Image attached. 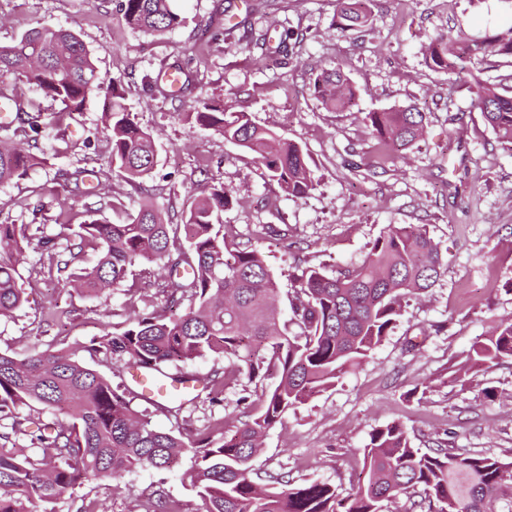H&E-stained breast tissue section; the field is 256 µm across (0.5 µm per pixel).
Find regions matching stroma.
<instances>
[{"instance_id":"obj_1","label":"stroma","mask_w":512,"mask_h":512,"mask_svg":"<svg viewBox=\"0 0 512 512\" xmlns=\"http://www.w3.org/2000/svg\"><path fill=\"white\" fill-rule=\"evenodd\" d=\"M182 21L161 34L128 27L116 0H0V43H13L41 24L73 30L98 72L119 81L141 127L156 142L152 172L129 181L110 165L111 143L101 121L103 99L87 100L71 120L66 152L53 165L0 185V214L38 224L45 236L73 238L89 209L123 221L142 204L155 205L183 237L199 189L224 186L234 203L222 223L237 243L259 250L288 308L302 273L327 276L360 263L391 224H422L438 243L445 274L404 303L380 346L335 386L290 409L271 429L253 465L260 478L285 475L321 481L347 495L362 480V450L373 430L401 423L415 447L486 452L512 461V360L457 378L455 371L492 326L512 318V151L504 149L470 87L481 79L512 94V57L477 58L460 74L427 69L422 51L440 33L478 36L512 25L503 0H377L369 24L344 31L335 0H179ZM268 33L260 47L242 26ZM341 63L359 94L342 112L322 108L309 90L311 71ZM180 68L189 86L178 98L154 88L164 71ZM209 98L248 113L257 124L302 144L314 190L301 199L279 193L253 155L212 131L184 121L194 101ZM414 106L426 133L405 159L379 160L366 113ZM375 159L374 174L360 163ZM79 172L78 184L66 176ZM44 209H37V202ZM288 230L279 240L261 231ZM24 302L0 317V351L25 357L38 341L58 349L88 345L103 331L120 332L132 311H166L164 273L156 264L133 268L112 290L88 294L63 288L36 245L18 268ZM230 362L208 354L171 364V375L223 378L224 401L198 398L173 416L133 400L159 430L193 435L211 420L232 427L244 418L254 386L227 377ZM190 455L171 468L146 469L118 481L98 480L59 500L55 512H75L81 499L97 512H145L165 497L179 512H200L187 475Z\"/></svg>"}]
</instances>
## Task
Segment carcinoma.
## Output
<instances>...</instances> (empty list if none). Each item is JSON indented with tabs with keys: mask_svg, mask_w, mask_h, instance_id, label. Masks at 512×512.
Here are the masks:
<instances>
[{
	"mask_svg": "<svg viewBox=\"0 0 512 512\" xmlns=\"http://www.w3.org/2000/svg\"><path fill=\"white\" fill-rule=\"evenodd\" d=\"M375 0H336L345 29L364 27ZM124 23L144 33H163L180 22L175 0H119ZM424 63L453 72L475 57L511 56L512 27L481 36L440 33L427 45ZM36 86L60 103L62 114L83 110L92 95L104 97L102 121L112 140V172L129 180L149 174L156 162L153 136L126 104L115 80L100 76L90 51L76 33L39 25L10 45L0 44V76ZM314 98L337 112L358 97L341 65L311 74ZM473 106L504 148L512 149V95L476 80ZM15 112L0 131H22L32 147L0 143V184L22 179L47 162L31 152L58 124L38 105L14 97ZM371 135L395 158L425 132V113L415 108L366 113ZM184 121L211 130L254 155L270 181L291 198L308 196L315 185L302 145L253 122L244 112L198 99ZM232 203L222 186L201 190L184 224L188 250L171 243L161 212L142 205L121 224L92 219L79 225L78 243L58 250L36 224L0 221V315L22 303L18 266L21 242H36L63 287L100 293L124 281L137 264L162 262L169 270L168 301L187 304L184 314L138 312L119 333L91 340L92 356L158 372L209 353L245 356L253 383L276 374L277 384L261 389L257 405L234 430L218 418L204 437L154 428L131 406L126 392L78 358L37 342L17 359L0 352V512H34L29 505H52L81 485L117 479L146 468H169L192 454L189 472L202 500L201 512H382L383 502L408 498L405 512H512V462L491 455H463L414 447L403 427L392 422L373 431L363 448L365 481L342 496L325 482L294 483L278 475L261 483L251 462L258 438L281 422L288 410L330 388L360 365L389 335L402 303L432 288L445 272L438 243L426 227L390 224L371 244L360 264L336 277L317 269L301 275L282 318L279 287L261 252L229 241L219 216ZM87 247L99 251L97 264L80 267ZM512 359V319L492 328L485 342L467 355L480 367ZM37 403L64 418L21 417L20 405Z\"/></svg>",
	"mask_w": 512,
	"mask_h": 512,
	"instance_id": "obj_1",
	"label": "carcinoma"
}]
</instances>
